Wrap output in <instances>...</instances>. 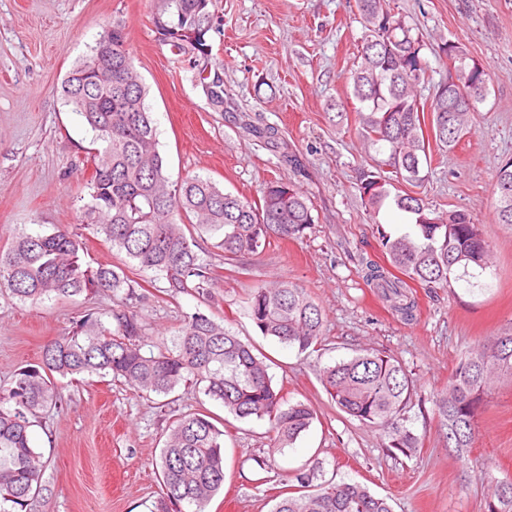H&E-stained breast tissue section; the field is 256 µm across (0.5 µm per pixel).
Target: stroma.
<instances>
[{
  "mask_svg": "<svg viewBox=\"0 0 512 512\" xmlns=\"http://www.w3.org/2000/svg\"><path fill=\"white\" fill-rule=\"evenodd\" d=\"M159 0H0V248L19 229L45 234L76 225L91 136L55 93L64 75L108 28L122 27L149 93L159 150L171 180L211 177L226 191L257 198L276 179L301 187L315 222L298 238L271 237L262 251L225 264L212 241L201 256L215 275L206 295L170 296L168 283L141 274L139 305L150 340L170 336L191 314L223 320L242 341L272 360L273 383L290 401L318 413L294 447L277 451L268 420L224 419V488L206 512H270L285 479L312 459L328 479L364 483L393 512H484L483 475L512 480V380L492 386L475 421L472 450L459 458L431 410L408 408L406 426L421 442L412 456L340 410L320 369L362 350L406 366L420 399L447 386L477 341L512 329V225L495 216V175L512 159V0H391L421 35L429 98L448 72L442 44L455 41L488 73L489 95L472 115L469 134L452 152L431 147L426 177L404 192L443 211L462 210L480 224L492 265L478 280L445 288L416 285L412 320L391 311L368 288L355 256L386 263L377 226L409 232L404 212L389 208L371 221L356 186L360 169L380 155L356 128L347 78L364 35L354 0H212L205 39L209 66L224 84L213 106L193 70L178 60L153 24ZM345 105L337 118L336 101ZM275 138L262 137L264 129ZM285 282L305 289L323 313L321 343L298 352L263 337L248 317L247 288ZM111 293L22 303L0 291V383L38 363L44 345L85 314L103 318ZM66 405L31 429L47 460L39 512H151L165 492L155 462L166 422L155 398L121 380L80 375L63 380Z\"/></svg>",
  "mask_w": 512,
  "mask_h": 512,
  "instance_id": "1",
  "label": "stroma"
}]
</instances>
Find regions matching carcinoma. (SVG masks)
<instances>
[{
  "instance_id": "obj_1",
  "label": "carcinoma",
  "mask_w": 512,
  "mask_h": 512,
  "mask_svg": "<svg viewBox=\"0 0 512 512\" xmlns=\"http://www.w3.org/2000/svg\"><path fill=\"white\" fill-rule=\"evenodd\" d=\"M211 0H163L153 22L179 57L192 59L201 85L210 77L202 60L212 20ZM364 28L358 61L348 77L359 103L355 123L368 146L386 154L383 165L395 177L361 170L358 190L377 227L380 244L401 276L372 260H361L364 279L392 309L411 320L415 299L409 282L445 288L450 274L486 270L489 249L481 230L463 211L438 210L420 197L401 193L395 181L418 184L427 161L429 138L424 112H430L435 144L453 149L469 132L471 113L488 96L484 67L459 43L443 44L455 66L429 98L421 102L425 80L424 41L397 17L389 0H355ZM63 104L79 114L96 147L88 151L89 200L74 228L50 234L20 231L0 248V289L34 304L82 293L107 291L120 304L111 321L86 314L44 346L40 362L19 369L0 384V506L37 512L44 454L32 442L35 419L63 409L58 378L82 373L122 379L145 394L167 397L180 388L203 395L199 408L181 413L167 427L157 466L166 488L156 512H205L224 484V431L205 402L242 420L266 419L271 441L290 448L309 429L315 408L301 401L284 403L273 384L267 357L245 343L224 323L196 312L174 335L143 351L141 283L134 272L166 278L168 292L206 291L213 269L196 251L197 239L218 237L224 263L265 247L278 235L298 237L314 223L308 198L292 182L272 181L251 201L226 192L208 177L172 182L158 149L157 129L145 99L147 87L126 45L123 28L112 27V41L99 39L56 88ZM495 212L512 224V161L496 174ZM394 207L408 214L414 234L393 236L378 220ZM125 255L119 265L86 260L88 236ZM248 314L262 335L301 352L322 336L320 307L302 288L286 283L260 285L246 297ZM512 378V333L477 342L460 359L446 391L432 399V413L447 429L448 447L460 458L471 451L474 421L496 378ZM320 381L331 400L360 422L382 429L389 447L405 456L417 453L418 438L404 425L414 394L402 362L375 350L327 365ZM322 462L292 476L296 482L272 512H392L387 499L359 482L316 484ZM484 512H512V481H498Z\"/></svg>"
}]
</instances>
